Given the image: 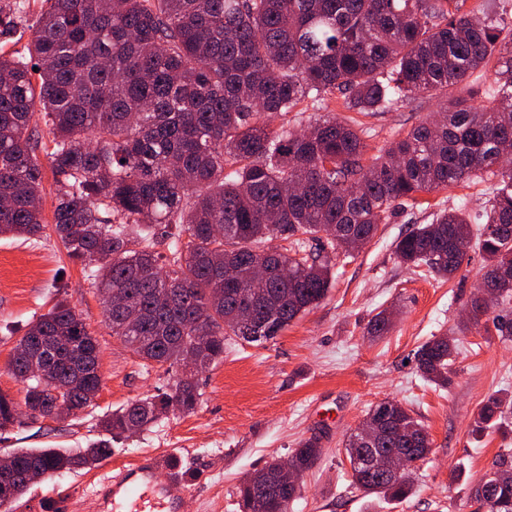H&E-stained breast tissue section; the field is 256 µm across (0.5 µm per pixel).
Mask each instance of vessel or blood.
<instances>
[{
    "label": "vessel or blood",
    "instance_id": "obj_1",
    "mask_svg": "<svg viewBox=\"0 0 512 512\" xmlns=\"http://www.w3.org/2000/svg\"><path fill=\"white\" fill-rule=\"evenodd\" d=\"M162 460L146 456L132 467L103 475L98 497L112 512H177V504L159 494L155 474Z\"/></svg>",
    "mask_w": 512,
    "mask_h": 512
}]
</instances>
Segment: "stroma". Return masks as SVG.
<instances>
[{
	"label": "stroma",
	"instance_id": "1",
	"mask_svg": "<svg viewBox=\"0 0 512 512\" xmlns=\"http://www.w3.org/2000/svg\"><path fill=\"white\" fill-rule=\"evenodd\" d=\"M330 111L363 130L369 155L428 116L434 99L399 103L387 112H348L341 98ZM490 184L474 180L397 205L359 253L338 257L333 286L316 307L299 315L275 339L257 345L227 337L224 357L193 378L202 394L189 414L172 412L151 428L114 442L106 462L120 467L154 454L176 472L168 493L179 512H238V488L271 457L289 458L302 441L317 438L321 455L303 476L290 512H473L476 478L512 448V410L494 428L471 431L481 402L512 391V339L498 336L491 316L459 336L452 382L425 380L414 353L432 337L466 320L483 274V257L470 248L450 278L427 266L399 261L395 244L410 229L431 223L444 209L483 210ZM65 296L99 344L102 384L92 407L63 421L40 420L0 434V456L18 448H82L104 436L103 415L127 402L169 389V376L147 369L113 336L103 303L81 263L68 258L55 237L37 242L0 238V391L21 398L23 386L7 366L14 340ZM393 314L382 336L368 333L381 310ZM400 401L427 429L432 451L412 474L416 493L397 503L364 495L351 485L344 442L372 404ZM99 467L33 483L14 512H102L94 494Z\"/></svg>",
	"mask_w": 512,
	"mask_h": 512
}]
</instances>
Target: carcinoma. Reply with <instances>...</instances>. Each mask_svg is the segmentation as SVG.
<instances>
[{
  "mask_svg": "<svg viewBox=\"0 0 512 512\" xmlns=\"http://www.w3.org/2000/svg\"><path fill=\"white\" fill-rule=\"evenodd\" d=\"M30 26V59L9 56L30 0H0V236L28 241L46 230L43 150L54 177L52 231L67 256L89 268L112 335L143 365L173 378L171 389L127 403L102 426L121 439L169 411L192 413L198 386L179 376L224 358V340L261 343L318 305L338 254L376 235L396 202L450 184L493 181L481 215L442 211L403 235L396 256L438 277L457 272V243L475 237L485 262L476 314L512 301V23L464 12L457 0H43ZM472 80L465 94L448 91ZM492 101L474 104L481 88ZM352 112H385L406 99L439 98L443 115L413 126L381 155L349 124L320 116L306 130L266 120L304 100L320 110L334 95ZM41 119L52 135L39 143ZM162 224H178L185 241ZM281 239L287 246L269 247ZM269 272L265 298L243 304L256 263ZM239 272L224 279V264ZM288 266V278L280 268ZM139 312L126 323V309ZM456 339L434 336L415 353L430 382L446 387ZM8 369L22 402L0 392V432L28 420H61L91 406L102 376L96 339L66 299L27 325ZM505 405L488 397L474 431L493 427ZM432 448L424 425L396 401L382 436L345 442L352 485L405 501L410 478L394 480L364 457ZM110 453L91 442L77 453L18 449L0 512H13L32 483L90 468ZM320 455L305 441L299 473ZM240 485V512H288L301 487L281 482L279 459ZM476 512H508L512 452L474 485Z\"/></svg>",
  "mask_w": 512,
  "mask_h": 512,
  "instance_id": "1",
  "label": "carcinoma"
}]
</instances>
